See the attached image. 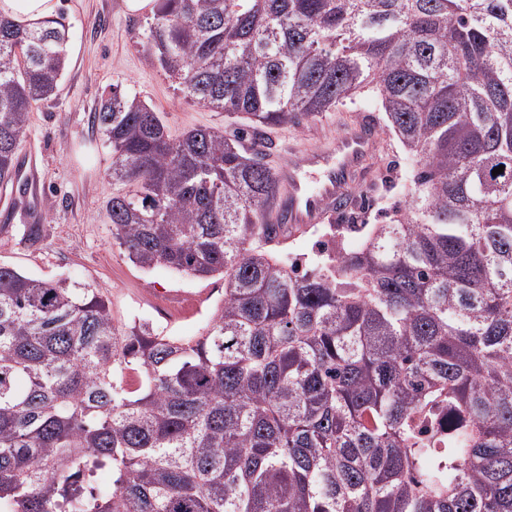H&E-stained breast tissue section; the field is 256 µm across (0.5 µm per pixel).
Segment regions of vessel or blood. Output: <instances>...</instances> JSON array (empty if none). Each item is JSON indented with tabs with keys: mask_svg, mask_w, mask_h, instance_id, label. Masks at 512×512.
Listing matches in <instances>:
<instances>
[{
	"mask_svg": "<svg viewBox=\"0 0 512 512\" xmlns=\"http://www.w3.org/2000/svg\"><path fill=\"white\" fill-rule=\"evenodd\" d=\"M378 146L372 123L366 119L324 146L306 151L302 158L284 156L281 177L286 200L275 209L272 222L295 230L344 216L351 208L353 187L375 180L368 159Z\"/></svg>",
	"mask_w": 512,
	"mask_h": 512,
	"instance_id": "obj_1",
	"label": "vessel or blood"
}]
</instances>
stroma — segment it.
Returning a JSON list of instances; mask_svg holds the SVG:
<instances>
[{"instance_id": "obj_1", "label": "stroma", "mask_w": 512, "mask_h": 512, "mask_svg": "<svg viewBox=\"0 0 512 512\" xmlns=\"http://www.w3.org/2000/svg\"><path fill=\"white\" fill-rule=\"evenodd\" d=\"M162 2L132 13L125 0H59L69 64L57 96L30 113L17 155L18 167L38 173L37 198L22 201L15 188H0V263L35 278L93 282L109 297L116 322L145 319L169 335L191 338L223 299L224 282L142 270L115 244L106 212L112 152L93 123L101 99L117 87L162 112L172 135L199 126L229 130L223 113L184 99L175 79L146 63L140 35ZM367 114L380 127V149L370 160L377 183L357 193L351 221L387 224L409 198L410 168L375 96L366 93L318 120L269 130L268 160L274 165L288 150L316 147ZM33 212L42 229L36 243L23 234Z\"/></svg>"}]
</instances>
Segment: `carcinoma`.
<instances>
[{
    "label": "carcinoma",
    "instance_id": "obj_1",
    "mask_svg": "<svg viewBox=\"0 0 512 512\" xmlns=\"http://www.w3.org/2000/svg\"><path fill=\"white\" fill-rule=\"evenodd\" d=\"M142 42L248 124L174 137L113 87L112 238L224 299L185 340L0 264V512H512V0H164ZM67 43L0 16L1 185ZM363 88L410 200L300 271L263 133Z\"/></svg>",
    "mask_w": 512,
    "mask_h": 512
}]
</instances>
